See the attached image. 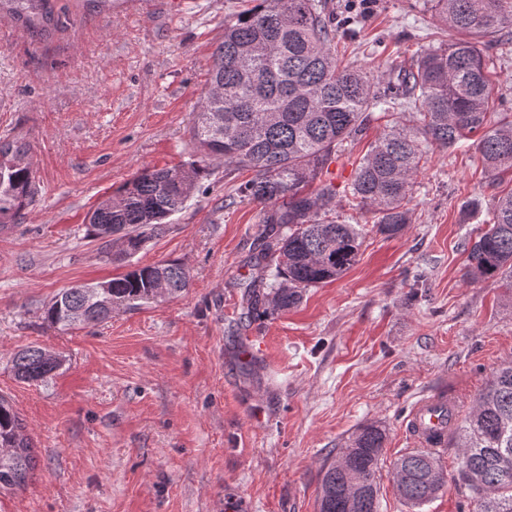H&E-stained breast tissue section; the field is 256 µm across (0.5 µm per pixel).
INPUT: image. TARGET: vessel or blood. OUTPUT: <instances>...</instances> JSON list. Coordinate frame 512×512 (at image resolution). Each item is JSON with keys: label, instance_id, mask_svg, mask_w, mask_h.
Here are the masks:
<instances>
[{"label": "vessel or blood", "instance_id": "b4317fda", "mask_svg": "<svg viewBox=\"0 0 512 512\" xmlns=\"http://www.w3.org/2000/svg\"><path fill=\"white\" fill-rule=\"evenodd\" d=\"M456 421V400L446 391L422 396L406 417L410 438L423 448H445Z\"/></svg>", "mask_w": 512, "mask_h": 512}]
</instances>
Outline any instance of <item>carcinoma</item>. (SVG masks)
<instances>
[{
  "mask_svg": "<svg viewBox=\"0 0 512 512\" xmlns=\"http://www.w3.org/2000/svg\"><path fill=\"white\" fill-rule=\"evenodd\" d=\"M52 0H0L7 16L28 30L56 26ZM431 15L457 38L424 51L397 74L393 91L378 92L363 72L336 58V16L324 0H257L224 26L213 53L210 81L191 128L200 159L146 169L101 200L88 215L90 235L109 249L120 233L134 255L166 230L168 219L192 198L206 160L250 167L244 193L262 205V248L250 260L247 310L267 304L274 312L298 306L307 288L341 278L358 260L361 224L335 216L336 188L316 183L345 143L363 136L374 114L416 110V124L397 125L370 144L348 187L353 206L377 217V231L392 238L409 222V203L421 162L430 147L472 143L485 171L497 180L512 172V118L490 117L498 88L489 62L512 50V0H426ZM31 143L0 137V231L16 223L38 194ZM488 229L468 252L465 277L498 278L512 289V191L493 197ZM166 282V297L189 287L176 261L134 264L118 277L58 293L44 320L64 329L95 325L112 312L150 303ZM65 361L29 346L17 351V380L42 383ZM386 441L377 425L360 427L335 461L324 467L319 512H379L376 475ZM451 441L459 463L448 477L435 454L418 449L394 467L398 492L412 510L434 499L453 481L466 489L474 512H512V362L493 372L472 413L457 424ZM35 467L32 440L13 404L0 395V494L19 490Z\"/></svg>",
  "mask_w": 512,
  "mask_h": 512,
  "instance_id": "carcinoma-1",
  "label": "carcinoma"
}]
</instances>
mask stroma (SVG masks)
Wrapping results in <instances>:
<instances>
[{
  "mask_svg": "<svg viewBox=\"0 0 512 512\" xmlns=\"http://www.w3.org/2000/svg\"><path fill=\"white\" fill-rule=\"evenodd\" d=\"M360 15L339 28L344 62L373 81L408 68L453 32L420 0H328ZM64 26L40 36L0 24V136H25L40 183L35 203L0 232V393L37 456L25 489L0 512H318L322 469L366 424L385 429L380 512H409L393 464L413 450L407 410L446 384L461 415L512 361V292L466 280V248L494 195L473 147L431 148L399 235L346 196L386 125L373 121L324 170L336 214L366 225L357 263L305 291L297 308L247 313L242 284L261 208L243 167L209 163L167 230L126 259L103 253L85 216L144 169L197 159L191 137L224 26L254 0H54ZM178 261L189 288L120 309L96 326L48 327L62 290L129 263ZM27 346L66 361L45 383L12 371Z\"/></svg>",
  "mask_w": 512,
  "mask_h": 512,
  "instance_id": "obj_1",
  "label": "stroma"
}]
</instances>
